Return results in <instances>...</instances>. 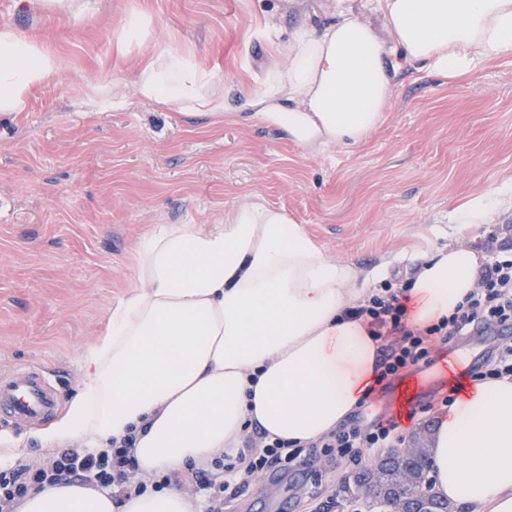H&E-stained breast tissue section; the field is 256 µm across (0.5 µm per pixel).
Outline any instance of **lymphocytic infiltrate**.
Segmentation results:
<instances>
[{"mask_svg":"<svg viewBox=\"0 0 512 512\" xmlns=\"http://www.w3.org/2000/svg\"><path fill=\"white\" fill-rule=\"evenodd\" d=\"M407 300L405 289L387 287L352 310L355 318L365 320L369 334L380 343L376 368L383 386L434 364L448 346L469 340L481 327L512 325V261L482 267L480 284L465 303L426 329L409 326ZM397 429L391 419L378 418L366 426L355 422L341 426L319 445L308 447L264 437L259 443L248 444L236 459H218L208 469L192 465L148 479L138 472L132 454L135 438L127 435L110 440L104 448H68L33 464L0 466V512H17L30 492L76 480L124 496L186 484L192 487L200 512H224L225 501L244 495L255 474L306 471L320 454L354 463L361 460L364 449L395 447L400 440Z\"/></svg>","mask_w":512,"mask_h":512,"instance_id":"f902f5d3","label":"lymphocytic infiltrate"}]
</instances>
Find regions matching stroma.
<instances>
[{
    "instance_id": "35a3bbf8",
    "label": "stroma",
    "mask_w": 512,
    "mask_h": 512,
    "mask_svg": "<svg viewBox=\"0 0 512 512\" xmlns=\"http://www.w3.org/2000/svg\"><path fill=\"white\" fill-rule=\"evenodd\" d=\"M335 0H0V24L44 40L58 76L25 111L0 114V372L35 363L69 403L85 352L110 309L135 282L136 248L156 224H214L261 198L303 224L329 255L361 271L385 264L405 282L431 245L468 244L484 262L512 258V55L451 77L402 66L385 121L357 148L305 152L258 123L210 118L139 100V62L170 45L217 74L235 94L277 57L275 44L326 16ZM151 18L150 35L117 53L118 28ZM115 98L91 111L88 85ZM491 197L492 223L459 214ZM483 352L478 341L447 350L435 368L375 390L359 421L394 419L404 442L423 436ZM50 422L0 427V448L27 462L46 457ZM353 464L317 457L316 483L255 476L224 512H368L344 500Z\"/></svg>"
}]
</instances>
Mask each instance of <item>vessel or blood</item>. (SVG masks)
Here are the masks:
<instances>
[{"label":"vessel or blood","instance_id":"b4317fda","mask_svg":"<svg viewBox=\"0 0 512 512\" xmlns=\"http://www.w3.org/2000/svg\"><path fill=\"white\" fill-rule=\"evenodd\" d=\"M57 389L34 364L0 374V423H35L50 419L57 410Z\"/></svg>","mask_w":512,"mask_h":512}]
</instances>
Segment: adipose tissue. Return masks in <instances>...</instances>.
Listing matches in <instances>:
<instances>
[{"instance_id":"adipose-tissue-1","label":"adipose tissue","mask_w":512,"mask_h":512,"mask_svg":"<svg viewBox=\"0 0 512 512\" xmlns=\"http://www.w3.org/2000/svg\"><path fill=\"white\" fill-rule=\"evenodd\" d=\"M388 31L362 19L361 0H336L326 21L291 33L259 90L237 104L190 55L145 57L144 101L212 116L234 110L295 146L355 147L382 125L396 60L443 75L512 54V0H376ZM61 69L35 38L0 25V112L23 111ZM138 284L111 309L84 355L80 388L47 446L100 448L127 433L140 474L237 455L246 429L309 444L344 424L377 382V345L351 308L368 278L329 256L279 209L244 203L217 224H157L138 245ZM477 254L436 246L408 280L410 324L450 315L480 277ZM435 491L457 512H512V376L461 386L428 443ZM19 512H198L179 488L122 499L78 482L27 495Z\"/></svg>"}]
</instances>
